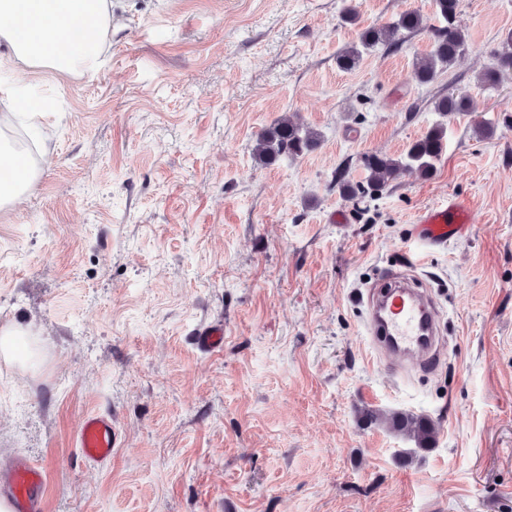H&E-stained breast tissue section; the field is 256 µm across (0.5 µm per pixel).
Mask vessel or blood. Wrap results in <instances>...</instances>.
<instances>
[{"instance_id": "vessel-or-blood-1", "label": "vessel or blood", "mask_w": 512, "mask_h": 512, "mask_svg": "<svg viewBox=\"0 0 512 512\" xmlns=\"http://www.w3.org/2000/svg\"><path fill=\"white\" fill-rule=\"evenodd\" d=\"M471 209L465 200L425 209L419 216L416 235L423 250L453 241L469 224ZM367 328L379 353L406 358L430 352L439 332L438 316L427 291L414 279L395 273L386 288L373 290L367 305ZM198 346L213 352L224 346V327L206 326L196 335ZM121 445V432L114 415L93 412L85 416L76 435L84 459L107 463ZM45 466L29 457L14 459L0 470V496L9 499L13 512H44Z\"/></svg>"}]
</instances>
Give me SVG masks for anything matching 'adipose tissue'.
I'll return each instance as SVG.
<instances>
[{
  "mask_svg": "<svg viewBox=\"0 0 512 512\" xmlns=\"http://www.w3.org/2000/svg\"><path fill=\"white\" fill-rule=\"evenodd\" d=\"M111 34L112 0H0V42L17 71H96ZM37 174L0 136V210L22 200Z\"/></svg>",
  "mask_w": 512,
  "mask_h": 512,
  "instance_id": "obj_1",
  "label": "adipose tissue"
}]
</instances>
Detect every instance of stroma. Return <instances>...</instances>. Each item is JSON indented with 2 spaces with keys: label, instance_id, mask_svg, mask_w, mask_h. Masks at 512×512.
I'll return each instance as SVG.
<instances>
[{
  "label": "stroma",
  "instance_id": "stroma-1",
  "mask_svg": "<svg viewBox=\"0 0 512 512\" xmlns=\"http://www.w3.org/2000/svg\"><path fill=\"white\" fill-rule=\"evenodd\" d=\"M406 10L432 0H112L97 72L38 71L59 116L35 187L0 211V327L36 357L0 355V468L42 463L47 512H512V80L478 81L512 0H460L468 48L431 84L412 77L428 27L338 68ZM445 94L470 111L441 119ZM285 114L320 144L261 165ZM440 121L432 177L343 200L337 169L362 181L363 154ZM451 196L471 224L421 252L420 212ZM407 257L444 335L438 365L399 373L357 293ZM215 322L224 347L203 351ZM364 406L430 417L434 448L408 457ZM93 410L122 433L105 465L74 444ZM197 345L210 352L224 347V325L214 324L206 326L196 334Z\"/></svg>",
  "mask_w": 512,
  "mask_h": 512
}]
</instances>
